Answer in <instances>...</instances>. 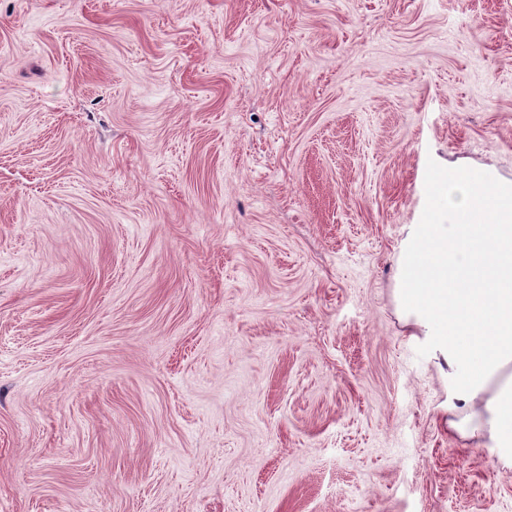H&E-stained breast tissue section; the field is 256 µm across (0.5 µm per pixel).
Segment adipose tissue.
<instances>
[{"label":"adipose tissue","instance_id":"1","mask_svg":"<svg viewBox=\"0 0 512 512\" xmlns=\"http://www.w3.org/2000/svg\"><path fill=\"white\" fill-rule=\"evenodd\" d=\"M464 206L487 221L409 225L397 292L442 367L449 428L512 464V188L474 178Z\"/></svg>","mask_w":512,"mask_h":512}]
</instances>
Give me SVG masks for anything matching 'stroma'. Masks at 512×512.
Masks as SVG:
<instances>
[{
	"label": "stroma",
	"instance_id": "1",
	"mask_svg": "<svg viewBox=\"0 0 512 512\" xmlns=\"http://www.w3.org/2000/svg\"><path fill=\"white\" fill-rule=\"evenodd\" d=\"M451 170L512 0H0V512H512L395 296Z\"/></svg>",
	"mask_w": 512,
	"mask_h": 512
}]
</instances>
